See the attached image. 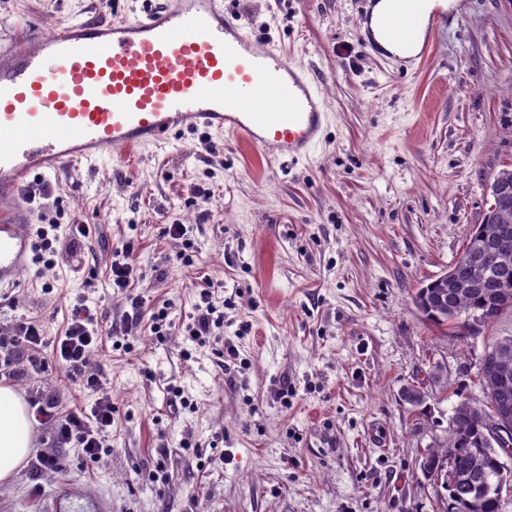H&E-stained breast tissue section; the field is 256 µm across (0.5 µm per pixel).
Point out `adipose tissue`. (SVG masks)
<instances>
[{
    "instance_id": "adipose-tissue-1",
    "label": "adipose tissue",
    "mask_w": 512,
    "mask_h": 512,
    "mask_svg": "<svg viewBox=\"0 0 512 512\" xmlns=\"http://www.w3.org/2000/svg\"><path fill=\"white\" fill-rule=\"evenodd\" d=\"M31 415L18 393L0 384V482L14 478L33 448Z\"/></svg>"
}]
</instances>
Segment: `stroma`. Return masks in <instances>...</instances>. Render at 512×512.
<instances>
[{
    "mask_svg": "<svg viewBox=\"0 0 512 512\" xmlns=\"http://www.w3.org/2000/svg\"><path fill=\"white\" fill-rule=\"evenodd\" d=\"M145 1L0 0V46L31 28L131 19ZM453 6L415 71L362 46L366 0H224L254 38L317 77L328 123L307 159L272 166L200 128L121 166L103 156L31 180L37 216L58 227L56 254L0 289V334L36 319L52 341L85 301L104 335L90 366L115 414L108 453L92 463L64 448L58 473L36 467L55 434L33 425L35 453L0 483V512H443L419 462L460 399L483 400L486 338L512 336V309L463 340L414 302L512 169V0ZM74 224L89 237L74 240ZM170 224L186 225L194 265L178 262ZM129 239L142 269L134 292L168 306L174 327L162 341L133 331L127 352L110 339L125 304L109 266ZM210 286L224 329L201 347L181 324ZM228 343L239 356L224 368L217 351ZM25 367L9 380L25 402L93 406L95 393L57 363ZM171 385L192 409L169 411ZM413 385L421 404L403 396ZM160 460L170 482L154 477ZM69 483L81 495L59 500Z\"/></svg>",
    "mask_w": 512,
    "mask_h": 512,
    "instance_id": "stroma-1",
    "label": "stroma"
}]
</instances>
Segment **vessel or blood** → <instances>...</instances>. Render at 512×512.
<instances>
[{
    "instance_id": "1",
    "label": "vessel or blood",
    "mask_w": 512,
    "mask_h": 512,
    "mask_svg": "<svg viewBox=\"0 0 512 512\" xmlns=\"http://www.w3.org/2000/svg\"><path fill=\"white\" fill-rule=\"evenodd\" d=\"M398 20L361 24L363 44H399L419 67L443 14L427 0H396ZM270 100L274 109L262 108ZM328 114L316 80L281 49L258 41L224 14V0H176L132 20L28 30L21 47L0 48V287L24 267L34 215L24 183L46 169L115 164L141 147L200 127L235 135L270 163L306 159Z\"/></svg>"
}]
</instances>
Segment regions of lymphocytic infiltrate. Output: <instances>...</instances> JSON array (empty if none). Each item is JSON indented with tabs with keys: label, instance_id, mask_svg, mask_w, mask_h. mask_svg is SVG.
Here are the masks:
<instances>
[{
	"label": "lymphocytic infiltrate",
	"instance_id": "lymphocytic-infiltrate-1",
	"mask_svg": "<svg viewBox=\"0 0 512 512\" xmlns=\"http://www.w3.org/2000/svg\"><path fill=\"white\" fill-rule=\"evenodd\" d=\"M134 246L125 243L115 249L110 264L112 285L126 295L127 311L123 313L122 331L148 326L157 339H165L172 325L166 308L148 307L139 295L131 294L130 287L140 272L132 260ZM98 318L85 304L74 305L70 322L62 336L56 337L50 358L30 354L33 346L42 345L43 328L38 323L20 320L14 325L9 336L0 337V348L14 354H26L29 368L33 372L43 371L48 360H55L65 370L68 378L83 388L98 392L99 397L89 414L73 412L58 416L54 399L42 401L36 410L38 424H49L54 428L60 446L77 443L86 460L95 462L105 454V431L111 426L115 410L109 396L103 395L102 380L98 373L89 368V360L98 343ZM224 327V313L215 305L212 293L201 290L194 305V312L185 325L188 335L197 343H205Z\"/></svg>",
	"mask_w": 512,
	"mask_h": 512
}]
</instances>
